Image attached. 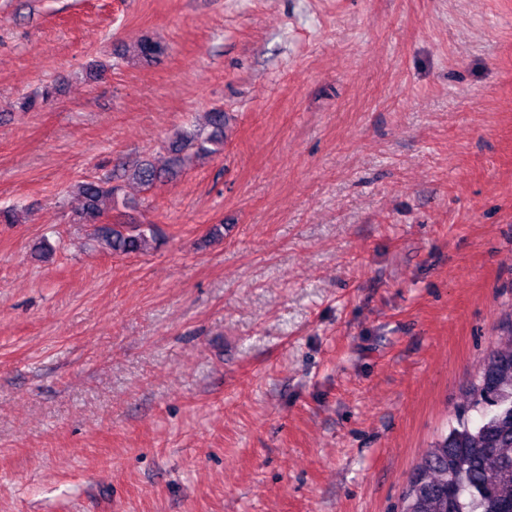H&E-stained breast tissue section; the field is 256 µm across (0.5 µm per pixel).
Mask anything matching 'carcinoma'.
<instances>
[{
	"label": "carcinoma",
	"instance_id": "obj_1",
	"mask_svg": "<svg viewBox=\"0 0 512 512\" xmlns=\"http://www.w3.org/2000/svg\"><path fill=\"white\" fill-rule=\"evenodd\" d=\"M137 57L157 62L163 46L149 38L135 46ZM57 89L48 85L29 97L23 108L32 110L50 101ZM224 111L207 114L206 124L180 130L169 142L161 165L141 161L125 172L138 184L151 187L181 172L189 155L208 158L224 148ZM81 199L77 221L92 227V239L116 255L142 250L151 224H112L104 220L105 200L127 203L122 185L111 180H85L74 186ZM465 411H476L480 421L463 416L457 426L438 441L413 469L401 512H512V327L503 345L490 351L475 378L464 391Z\"/></svg>",
	"mask_w": 512,
	"mask_h": 512
}]
</instances>
